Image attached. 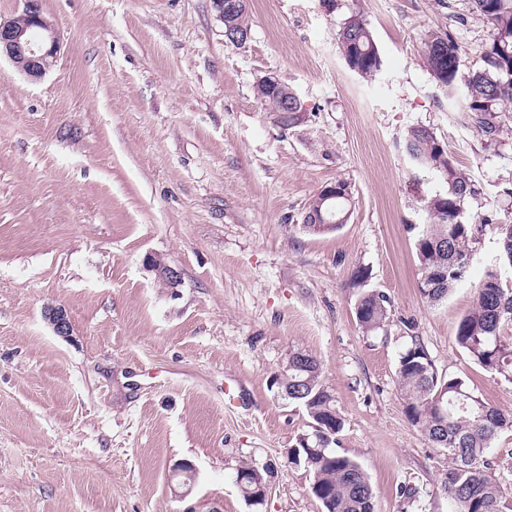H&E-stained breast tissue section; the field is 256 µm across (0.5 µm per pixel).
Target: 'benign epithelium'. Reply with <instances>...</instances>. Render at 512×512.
Segmentation results:
<instances>
[{
  "instance_id": "benign-epithelium-1",
  "label": "benign epithelium",
  "mask_w": 512,
  "mask_h": 512,
  "mask_svg": "<svg viewBox=\"0 0 512 512\" xmlns=\"http://www.w3.org/2000/svg\"><path fill=\"white\" fill-rule=\"evenodd\" d=\"M0 54L6 55L17 71L32 81L41 79L56 64L60 41L43 15L39 0H24L19 16L0 22ZM146 263L159 281L171 288L179 285L181 273L177 268L158 256L147 257ZM44 317L56 335H71L72 325L64 307H48Z\"/></svg>"
}]
</instances>
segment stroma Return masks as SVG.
<instances>
[{
	"mask_svg": "<svg viewBox=\"0 0 512 512\" xmlns=\"http://www.w3.org/2000/svg\"><path fill=\"white\" fill-rule=\"evenodd\" d=\"M251 33L224 38L213 0H42L61 42L33 82L0 59V512H322L288 465L309 431L274 379L312 354L343 419L337 453L358 461L375 512H451L452 461L408 420L400 351L417 339L440 374L512 414V382L456 343L476 285L512 225V111L495 145L465 119V82L493 30L469 0H247ZM362 14L381 58L366 80L340 31ZM459 46L454 94L423 39ZM272 76L301 120L281 127L255 94ZM430 129L475 193L460 217L468 281L435 305L418 290L415 225L445 193L405 149ZM345 182L349 216L312 234L302 216ZM180 269L161 284L145 258ZM368 278L356 279L358 270ZM387 298L363 333L359 295ZM63 306L69 337L44 318ZM273 464L249 507L244 462ZM194 466L175 496L174 464Z\"/></svg>",
	"mask_w": 512,
	"mask_h": 512,
	"instance_id": "stroma-1",
	"label": "stroma"
}]
</instances>
